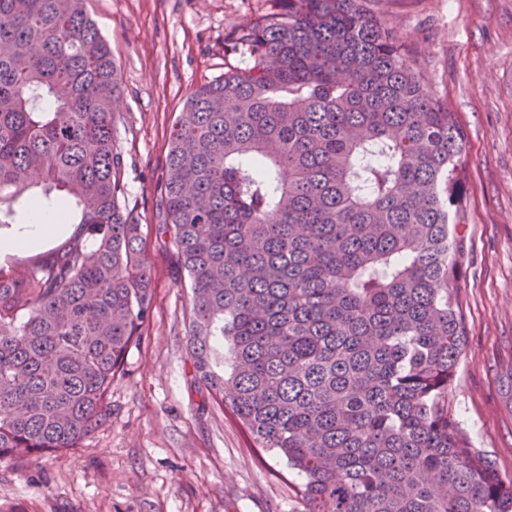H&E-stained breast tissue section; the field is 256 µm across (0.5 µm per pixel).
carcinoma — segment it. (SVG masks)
Here are the masks:
<instances>
[{
  "label": "carcinoma",
  "instance_id": "cac0c4a2",
  "mask_svg": "<svg viewBox=\"0 0 512 512\" xmlns=\"http://www.w3.org/2000/svg\"><path fill=\"white\" fill-rule=\"evenodd\" d=\"M198 86L160 206L191 290L193 368L303 512H512V479L448 412L466 152L411 46L364 0H278ZM120 74L84 0H0V228L41 180L57 246L0 265V460L79 447L152 300L121 203Z\"/></svg>",
  "mask_w": 512,
  "mask_h": 512
}]
</instances>
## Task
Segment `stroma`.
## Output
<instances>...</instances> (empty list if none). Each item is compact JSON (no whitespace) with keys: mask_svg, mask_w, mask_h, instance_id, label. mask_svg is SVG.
I'll return each instance as SVG.
<instances>
[{"mask_svg":"<svg viewBox=\"0 0 512 512\" xmlns=\"http://www.w3.org/2000/svg\"><path fill=\"white\" fill-rule=\"evenodd\" d=\"M411 45L467 134L458 255L465 352L448 410L471 447L512 478V0H370ZM121 79L114 141L125 204L144 231L153 301L112 383L111 416L81 447L0 461V512H302V483L257 448L195 373L190 291L158 203L186 98L244 67L225 52L275 0H87Z\"/></svg>","mask_w":512,"mask_h":512,"instance_id":"stroma-1","label":"stroma"}]
</instances>
